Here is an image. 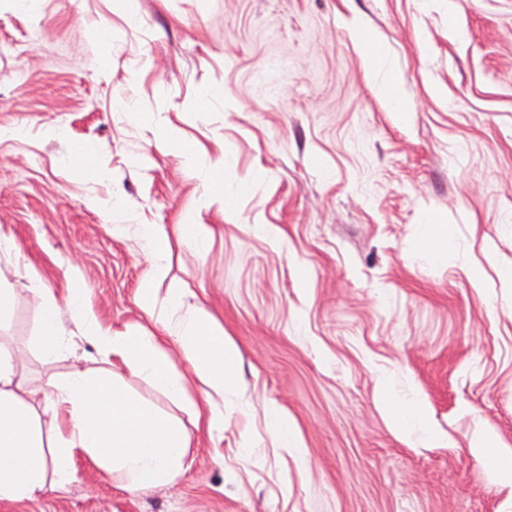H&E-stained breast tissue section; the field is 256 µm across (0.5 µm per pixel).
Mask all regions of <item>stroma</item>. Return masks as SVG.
<instances>
[{
	"label": "stroma",
	"mask_w": 512,
	"mask_h": 512,
	"mask_svg": "<svg viewBox=\"0 0 512 512\" xmlns=\"http://www.w3.org/2000/svg\"><path fill=\"white\" fill-rule=\"evenodd\" d=\"M0 127L18 132L0 139L18 247L0 254V342L32 389L97 359L72 321L44 355L47 296L77 288L102 326L157 332L137 298L145 224L170 242L178 317L204 308L239 352L219 428L175 344L186 401L127 380L187 430L184 476L132 493L79 451L66 489L0 512H512L470 451L486 430L512 448V0H0ZM77 144L109 180L72 166ZM182 224L205 225L204 252ZM438 224L453 235L434 251ZM396 403L429 427L398 429Z\"/></svg>",
	"instance_id": "obj_1"
}]
</instances>
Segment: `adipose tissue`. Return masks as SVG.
Masks as SVG:
<instances>
[{"label": "adipose tissue", "mask_w": 512, "mask_h": 512, "mask_svg": "<svg viewBox=\"0 0 512 512\" xmlns=\"http://www.w3.org/2000/svg\"><path fill=\"white\" fill-rule=\"evenodd\" d=\"M142 234L153 264L139 288V303L152 315L158 309L156 285L166 277L170 247L153 228H144ZM67 306L94 345L100 366L76 367L65 376L45 378L42 391L52 409L51 435L46 438L33 391L18 373V354L0 348V501L22 502L65 488L74 477L72 461L78 449L132 490L171 483L187 470L188 434L126 388L125 378L131 375L149 379L171 397L184 396L186 382L156 336L124 335L102 327L76 294H69ZM169 334L204 386L208 426L222 425L219 400L239 381L235 350L198 307ZM116 360L125 373L113 369Z\"/></svg>", "instance_id": "adipose-tissue-1"}]
</instances>
